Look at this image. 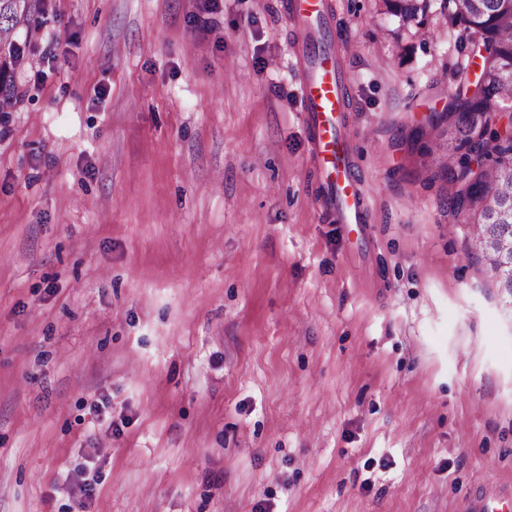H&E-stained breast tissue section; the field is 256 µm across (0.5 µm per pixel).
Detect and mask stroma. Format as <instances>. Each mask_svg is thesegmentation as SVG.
I'll return each instance as SVG.
<instances>
[{"label": "stroma", "mask_w": 512, "mask_h": 512, "mask_svg": "<svg viewBox=\"0 0 512 512\" xmlns=\"http://www.w3.org/2000/svg\"><path fill=\"white\" fill-rule=\"evenodd\" d=\"M290 0H34L0 112V512H468L512 297L412 134L456 30L334 0L367 239L317 204Z\"/></svg>", "instance_id": "stroma-1"}]
</instances>
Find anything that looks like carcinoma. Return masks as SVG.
Instances as JSON below:
<instances>
[{
  "label": "carcinoma",
  "instance_id": "obj_1",
  "mask_svg": "<svg viewBox=\"0 0 512 512\" xmlns=\"http://www.w3.org/2000/svg\"><path fill=\"white\" fill-rule=\"evenodd\" d=\"M404 27L423 29L431 16L459 29V48L480 60L471 88L448 94L431 129L448 125L432 164L454 191L448 210L472 225V253L512 295V134L501 132L499 109L512 103V0H383ZM32 0H0V58L20 66L16 25L32 19Z\"/></svg>",
  "mask_w": 512,
  "mask_h": 512
}]
</instances>
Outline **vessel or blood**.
<instances>
[{
  "label": "vessel or blood",
  "instance_id": "vessel-or-blood-1",
  "mask_svg": "<svg viewBox=\"0 0 512 512\" xmlns=\"http://www.w3.org/2000/svg\"><path fill=\"white\" fill-rule=\"evenodd\" d=\"M328 0H291L290 11L302 24L324 22ZM299 92L312 124L310 160L324 188L323 207L337 222L349 225L354 239H361L371 220L370 191L354 174L347 144L338 123L344 110L343 73L327 46L303 43L296 56Z\"/></svg>",
  "mask_w": 512,
  "mask_h": 512
}]
</instances>
